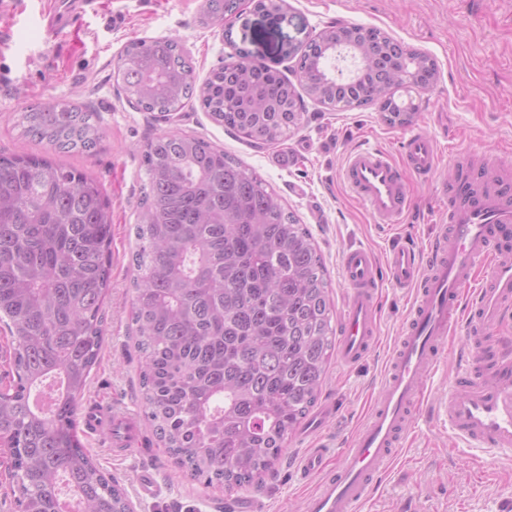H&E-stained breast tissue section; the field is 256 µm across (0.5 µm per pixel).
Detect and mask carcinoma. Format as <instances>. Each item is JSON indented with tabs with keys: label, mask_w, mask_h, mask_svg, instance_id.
Instances as JSON below:
<instances>
[{
	"label": "carcinoma",
	"mask_w": 512,
	"mask_h": 512,
	"mask_svg": "<svg viewBox=\"0 0 512 512\" xmlns=\"http://www.w3.org/2000/svg\"><path fill=\"white\" fill-rule=\"evenodd\" d=\"M346 32L375 64L351 87L306 86L346 108L378 106L406 125L394 89L420 77L427 55L378 28ZM336 30L300 52L298 72L324 60ZM197 90L173 39L138 40L119 55L123 91L168 115L192 98L238 134L280 144L303 120L301 95L276 68L235 48ZM94 112L48 103L21 113L22 133L63 152H92ZM134 225L132 322L145 415L194 479L250 487L271 472L316 405L334 347L330 283L307 227L255 173L197 137L170 132L144 150ZM110 205L85 174L37 156L0 155V323L12 374L0 388V440L12 449L20 512H127L124 490L81 447L76 411L102 348L111 274Z\"/></svg>",
	"instance_id": "carcinoma-1"
}]
</instances>
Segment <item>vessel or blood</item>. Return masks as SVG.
I'll list each match as a JSON object with an SVG mask.
<instances>
[{
	"label": "vessel or blood",
	"instance_id": "obj_1",
	"mask_svg": "<svg viewBox=\"0 0 512 512\" xmlns=\"http://www.w3.org/2000/svg\"><path fill=\"white\" fill-rule=\"evenodd\" d=\"M437 158L435 141L413 133L403 141L401 162L375 148L358 149L349 154L342 179L376 223L395 224L411 205L408 175L431 177ZM437 195L448 202V224L433 236L426 254L401 240L382 263L394 286L414 289L411 315L393 347L372 411L349 448L333 466L326 448L309 449L299 463L300 477L315 480L304 512H360L420 409L449 336L461 328L475 337L512 312V176L491 162L478 176L451 188L440 186ZM378 264L363 247L344 256L350 295L340 357L350 365L365 360L376 347ZM472 365L471 358L462 359L438 415L457 438L512 454V353L494 355L477 377ZM112 425L123 430L112 452L126 456L137 444L135 414L93 408L83 420L90 434Z\"/></svg>",
	"mask_w": 512,
	"mask_h": 512
}]
</instances>
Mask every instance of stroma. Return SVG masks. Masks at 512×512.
Listing matches in <instances>:
<instances>
[{
  "label": "stroma",
  "mask_w": 512,
  "mask_h": 512,
  "mask_svg": "<svg viewBox=\"0 0 512 512\" xmlns=\"http://www.w3.org/2000/svg\"><path fill=\"white\" fill-rule=\"evenodd\" d=\"M52 0H0V153L38 155L95 178L110 202L112 274L105 299L102 349L90 372L79 411L126 407L141 415L139 353L130 313L133 293V226L143 195L142 150L155 137L176 130L224 149L261 177L284 207L305 224L328 271L333 325L348 300L343 257L352 247L384 260L396 239L426 249L447 204L433 183L410 178L412 203L398 224H375L341 180L347 153L363 143L399 156L402 140L420 131L438 143V178L456 175L454 149L493 154L512 166V0H287L284 19L238 0L232 37L202 19L204 0H93L64 28H49ZM376 27L436 63L434 83L396 90L395 100L417 106L406 126L386 123L377 107H334L305 97L301 126L277 145L251 144L228 132L197 105L165 116L138 110L126 98L115 60L134 39L174 38L197 81L228 62L241 46L275 64L296 69L288 49H298L338 24ZM67 103L97 113L104 132L92 153L55 151L26 137L21 112L47 103ZM410 291L383 282L376 312L379 342L362 363L346 367L332 358L321 399L336 411L319 431L308 424L288 442L274 472L258 488L226 492L182 473L153 426L141 420L140 443L129 457L112 456L111 431L82 437L95 466L115 478L133 512H221L224 503L260 501L262 512H303L314 487L294 464L308 448L325 442L347 448L379 389L387 356L409 311ZM151 471L155 498H141L138 470ZM362 512H512V455L471 448L447 424L420 416L393 468L377 481Z\"/></svg>",
  "instance_id": "1"
}]
</instances>
